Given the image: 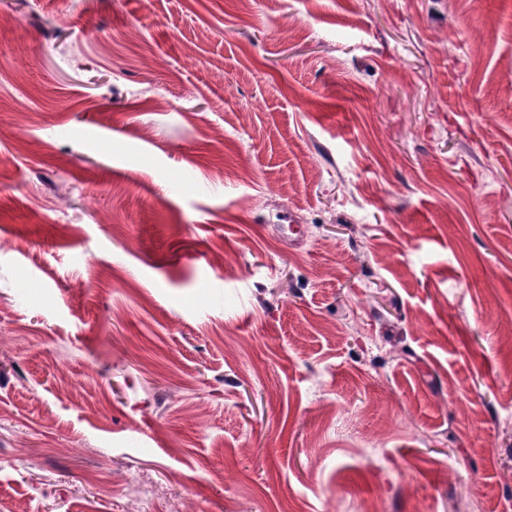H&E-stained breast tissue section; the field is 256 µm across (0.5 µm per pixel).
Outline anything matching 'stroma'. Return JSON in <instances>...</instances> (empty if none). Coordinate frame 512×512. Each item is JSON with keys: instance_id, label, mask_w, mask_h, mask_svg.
I'll list each match as a JSON object with an SVG mask.
<instances>
[{"instance_id": "35a3bbf8", "label": "stroma", "mask_w": 512, "mask_h": 512, "mask_svg": "<svg viewBox=\"0 0 512 512\" xmlns=\"http://www.w3.org/2000/svg\"><path fill=\"white\" fill-rule=\"evenodd\" d=\"M0 512H512V0H0Z\"/></svg>"}]
</instances>
